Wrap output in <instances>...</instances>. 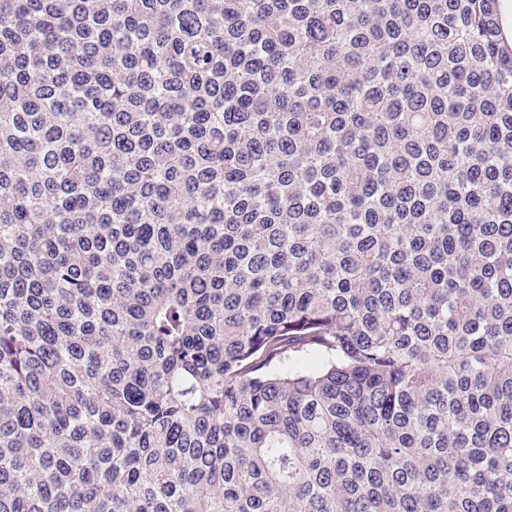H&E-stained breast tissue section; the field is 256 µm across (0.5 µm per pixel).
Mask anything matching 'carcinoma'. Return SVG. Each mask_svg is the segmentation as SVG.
<instances>
[{"label": "carcinoma", "instance_id": "1", "mask_svg": "<svg viewBox=\"0 0 512 512\" xmlns=\"http://www.w3.org/2000/svg\"><path fill=\"white\" fill-rule=\"evenodd\" d=\"M0 512H512L500 0H0Z\"/></svg>", "mask_w": 512, "mask_h": 512}]
</instances>
